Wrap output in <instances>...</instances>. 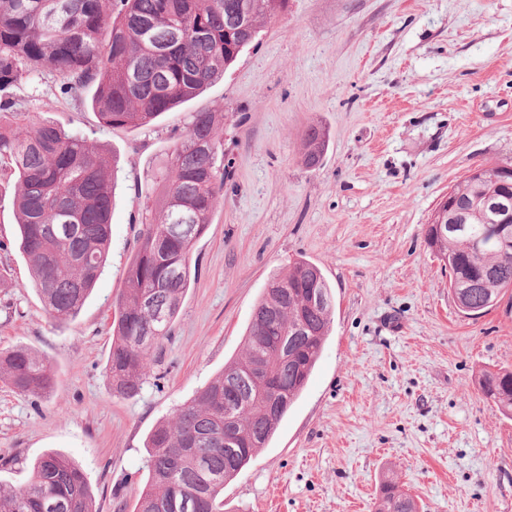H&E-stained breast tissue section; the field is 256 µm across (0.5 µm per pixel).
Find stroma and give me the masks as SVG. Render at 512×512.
Masks as SVG:
<instances>
[{
    "mask_svg": "<svg viewBox=\"0 0 512 512\" xmlns=\"http://www.w3.org/2000/svg\"><path fill=\"white\" fill-rule=\"evenodd\" d=\"M58 85H26L23 108L113 159L111 244L78 317L57 320L16 246L15 188L0 189V349L56 373L42 397L0 380V487L57 451L96 512H132L147 434L241 357L272 276L303 258L332 287L331 330L272 440L225 486L224 512H373L388 476L420 512H512V417L478 384L512 369V291L461 314L425 242L451 186L512 165V0H288L222 79L142 127H104ZM199 111L224 117L230 176L173 334L140 395L119 399L106 362L137 189ZM311 125L329 141L314 169L301 161Z\"/></svg>",
    "mask_w": 512,
    "mask_h": 512,
    "instance_id": "stroma-1",
    "label": "stroma"
}]
</instances>
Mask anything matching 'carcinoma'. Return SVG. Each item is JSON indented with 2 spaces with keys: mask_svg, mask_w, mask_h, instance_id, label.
I'll use <instances>...</instances> for the list:
<instances>
[{
  "mask_svg": "<svg viewBox=\"0 0 512 512\" xmlns=\"http://www.w3.org/2000/svg\"><path fill=\"white\" fill-rule=\"evenodd\" d=\"M288 0H0V176L17 179L19 247L47 311L76 317L106 261L112 185L105 156L79 131L20 111L18 90L52 74L69 97L94 89L92 109L110 128L145 126L224 77ZM221 119L200 111L177 137L156 182L158 207L142 222L126 285L114 303L106 373L112 395L138 396L153 350L171 336L190 288V253L224 196ZM303 163L321 165L324 130L308 127ZM500 167L452 187L460 210L448 237L426 236L458 309L478 317L512 289V244L475 199H512ZM477 241L471 249L468 242ZM333 314L329 283L300 259L272 279L253 309L245 353L148 434L147 480L133 512H224V486L269 442L319 359ZM43 396L54 371L24 347L0 350V378ZM483 396L512 415V370L485 372ZM0 512H95L81 469L50 451L26 483L0 489ZM375 512H418L393 481Z\"/></svg>",
  "mask_w": 512,
  "mask_h": 512,
  "instance_id": "obj_1",
  "label": "carcinoma"
}]
</instances>
